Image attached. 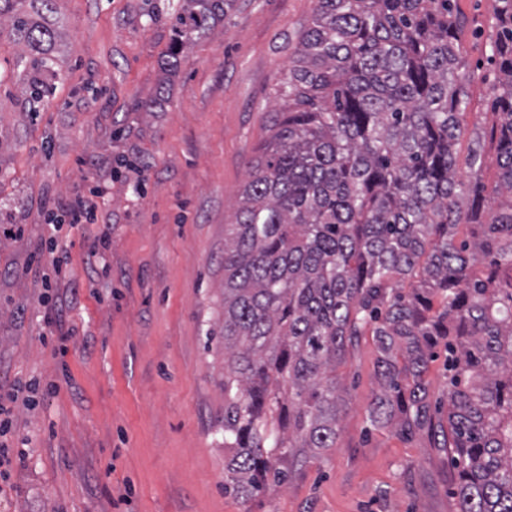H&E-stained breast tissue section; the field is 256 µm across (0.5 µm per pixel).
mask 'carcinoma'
<instances>
[{"label": "carcinoma", "mask_w": 512, "mask_h": 512, "mask_svg": "<svg viewBox=\"0 0 512 512\" xmlns=\"http://www.w3.org/2000/svg\"><path fill=\"white\" fill-rule=\"evenodd\" d=\"M231 2L179 0L165 78ZM56 4L0 0L32 102L60 78ZM466 27L483 42L490 107L469 133L480 63ZM276 96L224 225V492L282 486L336 445V365L370 328L371 422L404 436L443 428L426 372L430 343L448 337L443 436L458 512H512V0H493L487 21L459 0H316ZM414 273L429 296L389 291Z\"/></svg>", "instance_id": "obj_1"}]
</instances>
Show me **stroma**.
I'll list each match as a JSON object with an SVG mask.
<instances>
[{"instance_id": "stroma-1", "label": "stroma", "mask_w": 512, "mask_h": 512, "mask_svg": "<svg viewBox=\"0 0 512 512\" xmlns=\"http://www.w3.org/2000/svg\"><path fill=\"white\" fill-rule=\"evenodd\" d=\"M173 2L59 0L63 78L37 106L0 31V443L21 458L0 512H457L442 436L369 420V332L336 368L335 447L225 494L224 226L315 0H234L162 94ZM98 189L108 223L47 224ZM52 236L58 273L39 261ZM30 382L36 404L12 402Z\"/></svg>"}]
</instances>
